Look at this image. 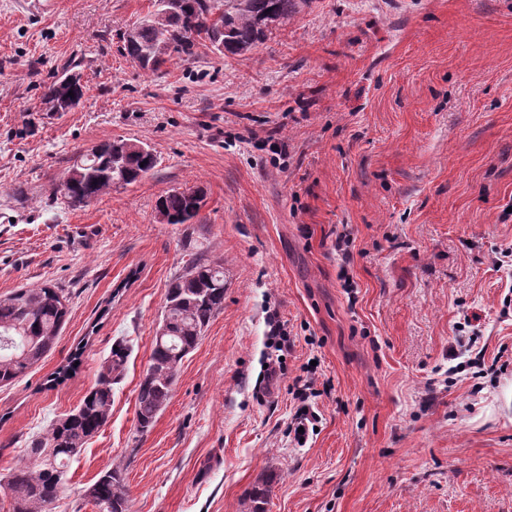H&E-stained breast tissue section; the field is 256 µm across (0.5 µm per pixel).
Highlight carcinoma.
<instances>
[{"instance_id":"cac0c4a2","label":"carcinoma","mask_w":512,"mask_h":512,"mask_svg":"<svg viewBox=\"0 0 512 512\" xmlns=\"http://www.w3.org/2000/svg\"><path fill=\"white\" fill-rule=\"evenodd\" d=\"M308 0H152V10L134 23V34L120 35L122 53L142 70L156 71L177 58L188 61L198 45L242 56L285 24ZM86 86L81 78L61 76L45 85L42 101L59 112L79 105ZM74 96H69V93ZM156 167V157L130 139H114L85 167H69L55 192L70 207H81L102 194L138 182ZM201 204L187 191H173L157 201L168 224H187ZM224 307V264L195 259L168 284L163 320L166 333L153 339L138 384L139 432L147 431L171 399L183 358L195 348L211 319ZM69 313L65 291L51 284L18 288L0 297V387L11 384L39 363L53 347ZM130 349L118 341L102 365L100 380L72 412L54 419L45 435L32 439L26 461L5 480L8 512H51L65 481V468L108 422L112 384L123 375ZM269 480L248 493L247 512H266ZM98 512H129L122 471L115 468L86 487Z\"/></svg>"}]
</instances>
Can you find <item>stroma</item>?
Instances as JSON below:
<instances>
[{
  "label": "stroma",
  "mask_w": 512,
  "mask_h": 512,
  "mask_svg": "<svg viewBox=\"0 0 512 512\" xmlns=\"http://www.w3.org/2000/svg\"><path fill=\"white\" fill-rule=\"evenodd\" d=\"M151 5L0 0V296L70 298L51 352L0 387V476L122 340L112 415L53 512H96L84 490L116 464L130 512H241L269 473L268 512H512V0H310L250 53L153 73L119 42ZM71 62L83 100L47 111ZM117 138L156 168L56 200L78 152ZM189 188L197 219L162 222L159 196ZM197 257L223 263L224 307L141 433L166 286Z\"/></svg>",
  "instance_id": "35a3bbf8"
}]
</instances>
